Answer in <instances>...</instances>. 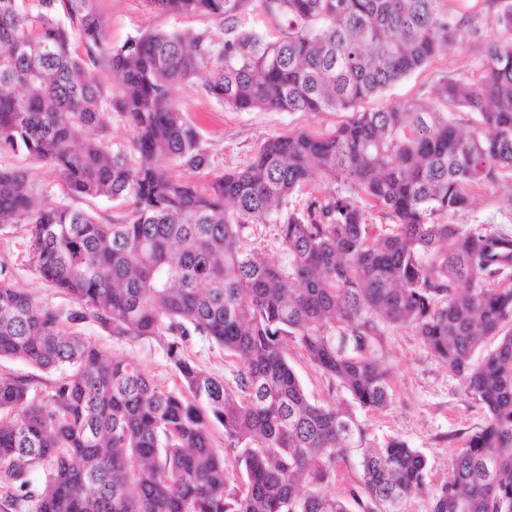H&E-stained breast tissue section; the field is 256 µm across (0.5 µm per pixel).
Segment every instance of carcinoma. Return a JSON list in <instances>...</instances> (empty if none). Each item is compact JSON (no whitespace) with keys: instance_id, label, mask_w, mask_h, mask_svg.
<instances>
[{"instance_id":"carcinoma-1","label":"carcinoma","mask_w":512,"mask_h":512,"mask_svg":"<svg viewBox=\"0 0 512 512\" xmlns=\"http://www.w3.org/2000/svg\"><path fill=\"white\" fill-rule=\"evenodd\" d=\"M250 2L150 0L219 28L146 32L111 50L112 97L96 77V0H0V155L48 164L73 196L131 206L124 224L36 206L26 173L0 167V224L28 225L39 276L78 304L63 314L0 279V358L65 370L45 406L28 380L0 378V512H350L322 487L365 428L350 405L310 400L285 347L298 342L354 403L380 410L388 376L368 352L382 323L411 329L487 412L430 512H512V235L438 222L512 173V0L456 15L442 0H262L274 41L246 22ZM486 24L499 36L479 75L437 84L439 108L357 110ZM198 78L237 112L352 115L324 137L269 139L200 186L175 174L211 159L169 97ZM114 112L132 128L116 152ZM318 173L339 189L291 205ZM363 201L395 231L370 232ZM246 224L280 226L288 268L245 246ZM87 319L159 342L181 390L71 330ZM196 334L240 360L236 388L186 358ZM485 336L500 340L476 362ZM362 467L369 512H405L426 489L427 460L402 440L366 449Z\"/></svg>"}]
</instances>
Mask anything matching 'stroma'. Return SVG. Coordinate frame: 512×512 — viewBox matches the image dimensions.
<instances>
[{"mask_svg": "<svg viewBox=\"0 0 512 512\" xmlns=\"http://www.w3.org/2000/svg\"><path fill=\"white\" fill-rule=\"evenodd\" d=\"M106 20V47L116 48L129 38L150 31H202L215 29L204 14L164 13L148 0H97ZM496 32L462 33L459 42L439 54L415 74L388 91L367 101L370 109L399 102H418L434 107L433 88L443 79L477 74L485 48ZM172 99L196 125L200 143L211 157L215 174L246 166L261 145L271 137L298 131L323 135L333 131L349 115L345 112H282L252 110L236 112L202 93L199 83L179 84L171 90ZM0 165L26 170L36 202H54L75 209L95 212L103 221L122 224L131 208L125 202L105 197L82 198L68 195L54 170L43 162L24 156L2 155ZM452 224H480L486 229L512 233V175L503 174L493 184L476 190L466 212L449 216ZM0 277L12 287L27 293L41 305L69 312L76 303L69 295L49 287L38 275L25 225L0 228ZM77 332L109 356L137 363L156 383L176 389L174 370L163 347L151 339H119L94 321L76 327ZM190 361L204 372L234 386L240 368L238 359L225 356L211 340L195 335L185 348ZM372 354L388 373L391 403L384 409H357L366 430L368 446L378 447L399 438L420 451L427 460L426 494L406 503V512H430L431 494L448 479V466L454 453L463 448L467 437L486 420L483 405L466 396L448 366L435 357L420 337L407 328L382 326ZM288 362L309 398L321 405L349 401L347 390L335 379L315 368L297 342H289ZM29 379V397L43 402L58 372H44L17 359L0 360V376ZM325 493L349 501L351 512H363L352 504L353 495H364L362 454L351 449L336 465V475L324 485Z\"/></svg>", "mask_w": 512, "mask_h": 512, "instance_id": "stroma-1", "label": "stroma"}]
</instances>
